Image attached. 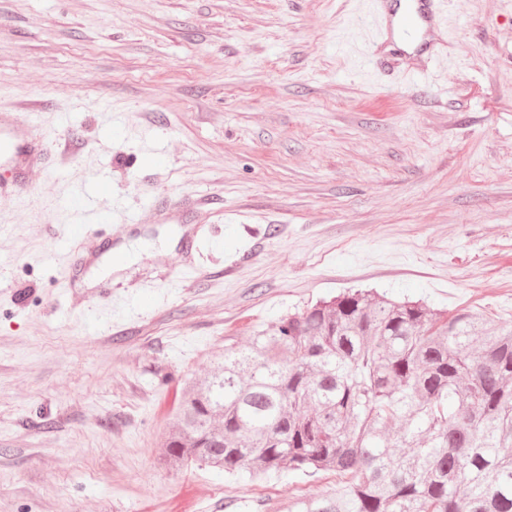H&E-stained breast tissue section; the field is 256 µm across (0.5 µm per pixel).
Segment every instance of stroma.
Returning <instances> with one entry per match:
<instances>
[{
	"mask_svg": "<svg viewBox=\"0 0 512 512\" xmlns=\"http://www.w3.org/2000/svg\"><path fill=\"white\" fill-rule=\"evenodd\" d=\"M372 0H0V512H288L336 474L165 460L194 378L348 288L512 322V0L427 77ZM127 245L113 269L111 250Z\"/></svg>",
	"mask_w": 512,
	"mask_h": 512,
	"instance_id": "stroma-1",
	"label": "stroma"
}]
</instances>
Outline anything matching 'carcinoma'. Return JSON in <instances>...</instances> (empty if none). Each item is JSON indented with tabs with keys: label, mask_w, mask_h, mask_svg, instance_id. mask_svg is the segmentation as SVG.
I'll return each mask as SVG.
<instances>
[{
	"label": "carcinoma",
	"mask_w": 512,
	"mask_h": 512,
	"mask_svg": "<svg viewBox=\"0 0 512 512\" xmlns=\"http://www.w3.org/2000/svg\"><path fill=\"white\" fill-rule=\"evenodd\" d=\"M164 448L233 476L335 471L296 512H512V324L348 290L224 350Z\"/></svg>",
	"instance_id": "carcinoma-1"
}]
</instances>
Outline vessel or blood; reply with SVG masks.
I'll list each match as a JSON object with an SVG mask.
<instances>
[{"label": "vessel or blood", "instance_id": "1", "mask_svg": "<svg viewBox=\"0 0 512 512\" xmlns=\"http://www.w3.org/2000/svg\"><path fill=\"white\" fill-rule=\"evenodd\" d=\"M445 6L446 0H374L377 35L368 53L369 64L390 74L401 67L427 72L448 52V34L442 25Z\"/></svg>", "mask_w": 512, "mask_h": 512}]
</instances>
